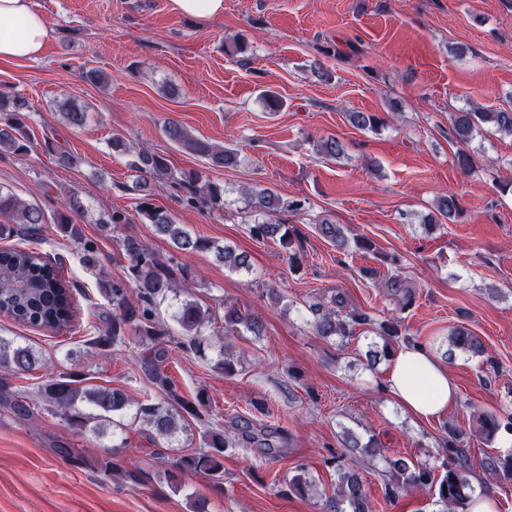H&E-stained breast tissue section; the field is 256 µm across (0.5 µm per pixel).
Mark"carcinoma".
<instances>
[{"mask_svg": "<svg viewBox=\"0 0 512 512\" xmlns=\"http://www.w3.org/2000/svg\"><path fill=\"white\" fill-rule=\"evenodd\" d=\"M29 102L20 95L0 93V156H21L31 150L32 142L25 128V112ZM63 117L74 127L84 125L87 109L77 104L69 105ZM350 125L359 130H373L381 118L372 112L352 111L347 113ZM486 125L494 126L499 132L512 135V109L484 111L480 108L465 109L454 115L452 130L460 144H468L482 133ZM165 137L176 146L199 155L213 167L233 168L238 163L237 153L219 147L189 133L180 123L169 121L164 125ZM112 149L131 156L128 167L136 177V188L143 192L136 206L137 219L142 224L153 225L155 232L170 241L173 249L183 253L212 252L216 259L231 271L249 270V256L235 248L220 246L208 238L191 235L183 225L174 221L171 213L156 205L146 193L150 179H166L176 190L177 199L193 208L220 210L224 208V186L203 178L195 170L172 171L168 159L149 150L133 153L126 143L112 139ZM314 152L324 159H339L345 154L344 145L334 137H322L315 141ZM249 234L256 240L278 239L287 256H292L295 233L279 220L286 212L299 213L304 201L286 198L269 188H250L243 191ZM83 210L80 199L71 198L64 209L53 214L52 221L70 240L83 245L84 260L90 266H97L96 248L83 241L77 217ZM459 214L457 199L452 196L440 197L435 213L427 222H438V217L452 219ZM0 215L12 219L10 224H0V240L17 239L13 246L0 248V310L14 322L31 328L58 331L72 326L75 310L70 281L60 269L50 264L43 254L26 243L34 242L40 235L41 224L45 223L44 213L26 204L10 190L0 186ZM318 231L339 249L349 247V240L342 227L327 220L316 225ZM122 251L128 266L123 275L114 277L105 284V294L112 302V324L105 327L99 341L103 343L123 340L122 333L130 331L135 336L157 340L165 335L156 321V306L177 288L174 270L163 260L154 248L132 236L122 241ZM135 289L137 304L129 300V289ZM389 294L404 308L412 300V286L399 274L393 273L385 282ZM312 319L309 325L314 334L324 338H347L354 334V327L368 321L367 315L347 309L340 294L308 305ZM215 318L208 308L195 301H184L177 306L173 319L189 336L200 335L205 323ZM225 330L235 334L244 329L254 334L259 332L255 317L234 306L224 309ZM382 344L368 351L369 366L373 367L386 360L394 352L392 338L398 336L392 324L381 326ZM448 356L455 352L480 355L484 346L479 337L465 326L456 327L448 336ZM153 356L147 358L146 367L151 382L166 393L164 403H147L139 406L138 413L143 421L151 425L161 436H171L179 430L187 431L188 418H201V409L208 405L204 395L199 393L195 400L180 396L174 389L170 377L162 369L166 360V349L156 345L149 349ZM42 367L29 346L15 345L0 337V368L14 373L32 372ZM80 375L71 373L51 378L41 387V395L48 409L70 426L86 427L95 423V428L109 421L112 415L122 412L131 404V398L121 389L85 388L80 385ZM90 411L81 408V404ZM475 432L491 441L504 429L512 432V422L501 424L492 412H480L473 416ZM448 463L439 473L426 464L406 457H388L378 447L376 439L361 443L358 436L344 430L346 444L359 450L371 460L384 461L387 480L384 495L395 500L411 490H426L438 498L443 512H467L475 493V470L465 450L460 448L463 432L454 426L447 428ZM243 441L258 445L261 453L273 455L278 451L282 431L278 427L265 426L254 433L242 434ZM230 447L224 433L213 428L201 434L199 450L182 456L174 462L180 472L204 473L216 484L224 478V449ZM484 470L512 478V454L489 456L482 460ZM338 481L336 492L325 500L324 512H373L372 501L363 488V483L353 466L336 464ZM288 490L305 496L312 488V482L305 472L293 475L287 484Z\"/></svg>", "mask_w": 512, "mask_h": 512, "instance_id": "obj_1", "label": "carcinoma"}]
</instances>
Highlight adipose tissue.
Wrapping results in <instances>:
<instances>
[{"label":"adipose tissue","instance_id":"ef3b65f1","mask_svg":"<svg viewBox=\"0 0 512 512\" xmlns=\"http://www.w3.org/2000/svg\"><path fill=\"white\" fill-rule=\"evenodd\" d=\"M50 39L32 0H0V60L37 58ZM387 392L418 420L444 416L457 402V387L447 367L415 344L404 345L391 356Z\"/></svg>","mask_w":512,"mask_h":512}]
</instances>
